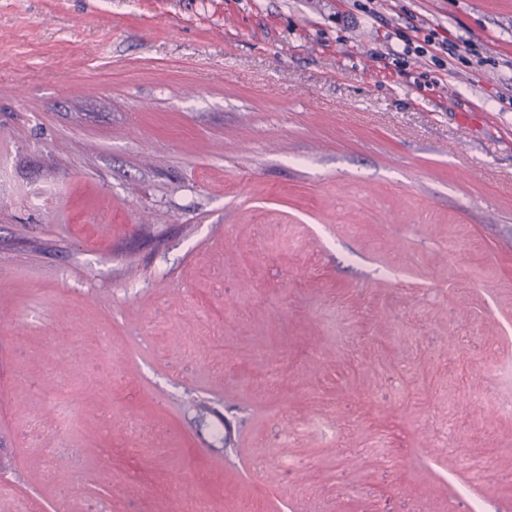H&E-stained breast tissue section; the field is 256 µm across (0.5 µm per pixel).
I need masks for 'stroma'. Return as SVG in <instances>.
I'll return each instance as SVG.
<instances>
[{
    "label": "stroma",
    "mask_w": 512,
    "mask_h": 512,
    "mask_svg": "<svg viewBox=\"0 0 512 512\" xmlns=\"http://www.w3.org/2000/svg\"><path fill=\"white\" fill-rule=\"evenodd\" d=\"M198 502L512 512V0H0V512Z\"/></svg>",
    "instance_id": "stroma-1"
}]
</instances>
